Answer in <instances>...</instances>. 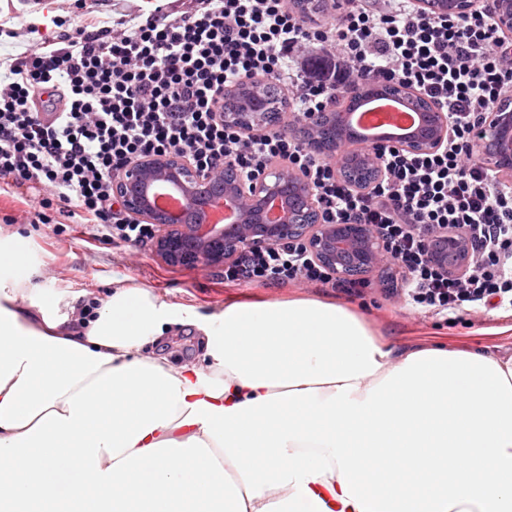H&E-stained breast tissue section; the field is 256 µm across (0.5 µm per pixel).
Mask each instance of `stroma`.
Segmentation results:
<instances>
[{
  "mask_svg": "<svg viewBox=\"0 0 512 512\" xmlns=\"http://www.w3.org/2000/svg\"><path fill=\"white\" fill-rule=\"evenodd\" d=\"M160 3L175 16L187 6V0H38L29 6L19 0H0V62L25 51L29 24L48 28L57 21L69 28L80 24L89 11L108 21L139 10L152 11ZM19 215V202L0 196V233L13 236L19 249L29 255L37 270L34 282L48 298L81 290L101 298L111 292L113 280L126 278L203 314L220 312L232 302L332 300L363 314L376 335L398 350L440 343L512 355L511 316L490 310L449 323L413 314L387 294L399 285L398 272L391 266L363 273L368 286L359 297L320 285H228L223 265L172 266L160 257L154 243L113 247L93 239L88 225L28 224L19 222Z\"/></svg>",
  "mask_w": 512,
  "mask_h": 512,
  "instance_id": "35a3bbf8",
  "label": "stroma"
}]
</instances>
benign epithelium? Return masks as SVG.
Here are the masks:
<instances>
[{
	"mask_svg": "<svg viewBox=\"0 0 512 512\" xmlns=\"http://www.w3.org/2000/svg\"><path fill=\"white\" fill-rule=\"evenodd\" d=\"M496 24L501 32L512 34V6H504L502 0ZM420 102L427 103L431 111L421 113L420 126L402 147L426 152L438 148L448 138V115L424 97ZM484 133L498 140L490 168L498 175L512 178V111L509 102H503L490 113ZM226 171L230 174V184L224 190V196L239 211L251 210L254 219L233 224L210 238L202 255L195 242L196 225L183 227L157 210L152 204L150 188L157 182L173 184L202 204L205 197L193 186L220 184L223 174H204L179 155L152 154L129 165L115 182L114 189L127 213L138 221L154 225L156 250L163 260L174 266L221 263L245 249L258 250L288 240L304 245L321 265L340 279H348L386 261L384 243L369 225L322 223L312 190H307L305 210L295 211L288 206V179H299L288 169L266 171L249 182L233 166ZM272 198L285 203L284 218L277 224H267L261 217L264 203ZM470 254V244L455 234L441 237L431 251L436 264L446 269L451 263L462 272L468 266Z\"/></svg>",
	"mask_w": 512,
	"mask_h": 512,
	"instance_id": "1",
	"label": "benign epithelium"
}]
</instances>
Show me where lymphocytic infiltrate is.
Masks as SVG:
<instances>
[{"label": "lymphocytic infiltrate", "mask_w": 512, "mask_h": 512, "mask_svg": "<svg viewBox=\"0 0 512 512\" xmlns=\"http://www.w3.org/2000/svg\"><path fill=\"white\" fill-rule=\"evenodd\" d=\"M496 8L476 0L467 15L441 16L418 0H346L309 23L288 0H191L175 17L157 8L41 37L0 72V186L34 195L39 221L52 210L103 243L144 244L153 225L125 214L113 190L140 156L181 155L206 173L232 165L248 177L282 160L310 184L323 223L371 225L403 273L410 310L512 312V184L477 157L489 113L512 99V37L497 28ZM301 54L321 67H297ZM249 77L291 84L295 124L329 110L349 84L406 85L447 112L448 139L431 153L382 147L379 178L358 187L292 127L225 125L224 90ZM446 230L470 243L465 271L430 259ZM224 280L361 293L292 241L241 252Z\"/></svg>", "instance_id": "1"}]
</instances>
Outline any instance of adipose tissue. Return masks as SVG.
Returning a JSON list of instances; mask_svg holds the SVG:
<instances>
[{"instance_id": "1", "label": "adipose tissue", "mask_w": 512, "mask_h": 512, "mask_svg": "<svg viewBox=\"0 0 512 512\" xmlns=\"http://www.w3.org/2000/svg\"><path fill=\"white\" fill-rule=\"evenodd\" d=\"M27 254L0 238V439L30 429L99 374L141 361L177 377L189 404L230 407L268 394L354 385L353 399L408 353L379 341L349 307L317 300L232 303L211 315L124 279L105 299L72 292L46 304ZM192 327L202 354L176 360L164 338Z\"/></svg>"}]
</instances>
